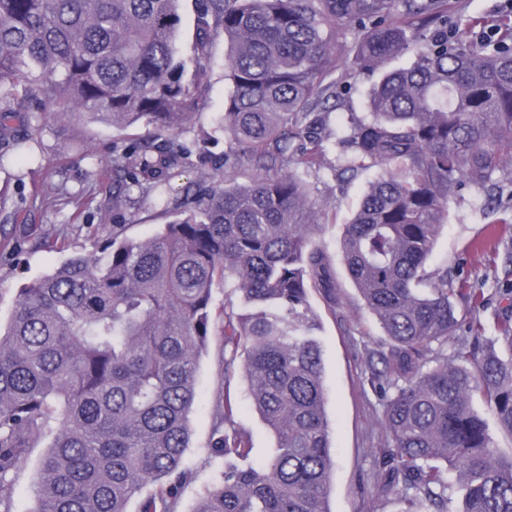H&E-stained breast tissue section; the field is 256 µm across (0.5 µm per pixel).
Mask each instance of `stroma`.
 Returning <instances> with one entry per match:
<instances>
[{"label":"stroma","instance_id":"35a3bbf8","mask_svg":"<svg viewBox=\"0 0 512 512\" xmlns=\"http://www.w3.org/2000/svg\"><path fill=\"white\" fill-rule=\"evenodd\" d=\"M228 45L223 33L210 40L212 64L205 107L175 133L191 156L183 172L147 194L132 193L131 203L112 206L111 182H100V167L114 166L118 150L128 143L146 142L152 128H127L99 121L72 119L46 110L31 120L18 114L15 124L25 140L0 162V321L8 322L19 290L73 255L98 254L103 242L118 233L146 238L167 221V211L213 179L226 185H247L256 170L247 163L225 166L224 154L234 142L222 122L224 102L233 90L224 75ZM338 90L342 108L329 113L322 134L327 147L319 165L301 170L310 196L321 203L315 217L314 240L332 262L336 301L328 303L311 290L310 305L320 321L324 382L328 391L333 473L328 490L330 512H401L403 505L378 496L373 461L384 437L379 428L381 408L365 379L368 353L383 332L362 301L339 256L344 226L358 207L380 167L337 178L340 149L337 138L347 134L350 113H365L375 75L354 63L352 36L335 44ZM431 271L448 274L449 287L466 283L496 297L512 286V175L501 181L496 196L465 185L448 205V221L427 260ZM220 337H211L202 352L197 399L190 414L191 437L185 461L193 472L180 492L178 512H194L200 497L219 479L221 459L210 455L215 407L230 396L236 420L251 437L252 463H260L275 445V436L248 397V382L239 376L224 384L219 369ZM43 449L36 448L8 486L14 512H35Z\"/></svg>","mask_w":512,"mask_h":512}]
</instances>
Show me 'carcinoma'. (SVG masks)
Segmentation results:
<instances>
[{
	"label": "carcinoma",
	"instance_id": "obj_1",
	"mask_svg": "<svg viewBox=\"0 0 512 512\" xmlns=\"http://www.w3.org/2000/svg\"><path fill=\"white\" fill-rule=\"evenodd\" d=\"M180 0H0V99L19 112L42 101L60 113L155 136L101 169L112 204L158 185L189 158L169 138L208 87L209 38L222 30L232 94L224 131L261 171L246 186L203 188L149 240L112 235L94 259L70 257L20 289L0 326V512L22 460L53 437L41 459L35 512H177L195 373L208 337L222 336L224 386L242 372L275 446L258 465L229 396L217 412L220 480L194 512H328L332 471L319 324L309 290L335 297L329 258L313 241L318 204L293 157L315 166L336 97V30L353 35L354 63L387 70L368 112L351 121L341 173L383 167L345 225L341 259L385 340L370 351L368 380L385 400L379 425L382 496L407 512H512V453L495 448L474 408L478 395L512 433V303L495 308L496 335L479 316L454 313L448 272L427 259L461 182L492 193L512 166V11L493 20L454 15L449 0H204L191 54L179 43ZM464 29L467 40L451 36ZM0 113V149L22 141ZM241 305L214 312L218 281ZM456 341L453 357L443 352ZM150 493H143L148 485Z\"/></svg>",
	"mask_w": 512,
	"mask_h": 512
}]
</instances>
